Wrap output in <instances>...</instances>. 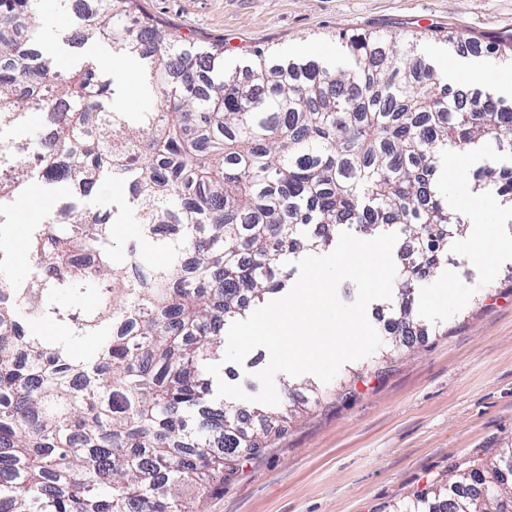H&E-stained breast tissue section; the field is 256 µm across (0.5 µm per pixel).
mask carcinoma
<instances>
[{
  "label": "carcinoma",
  "instance_id": "carcinoma-1",
  "mask_svg": "<svg viewBox=\"0 0 512 512\" xmlns=\"http://www.w3.org/2000/svg\"><path fill=\"white\" fill-rule=\"evenodd\" d=\"M35 2L0 0V131L33 110L52 131L0 138V230L32 185L51 201L30 229L29 278L7 279L14 262L0 249V512H195L184 488L206 493L269 437L208 402L217 328L243 315L244 297L261 303L284 287L288 243L315 251L334 242L330 226L371 236L402 224L417 253L395 277L400 332L378 360L403 350L417 325L408 295L464 233L448 189L426 173L450 151L512 156V102L486 91L480 118L463 111L416 37L357 33L334 62L258 51L237 67L222 44L188 46L160 29L140 0H90L76 39L138 58L158 101L118 112L99 63L61 72L32 48ZM452 41L512 64V42ZM105 181L131 186L123 212L60 221L81 213L71 197ZM486 188L512 201V183L492 175ZM120 215L137 233L116 260ZM196 414L229 425L222 448L189 425ZM295 414L283 400L276 433ZM507 509L512 444L392 506Z\"/></svg>",
  "mask_w": 512,
  "mask_h": 512
}]
</instances>
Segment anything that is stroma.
<instances>
[{
  "instance_id": "1",
  "label": "stroma",
  "mask_w": 512,
  "mask_h": 512,
  "mask_svg": "<svg viewBox=\"0 0 512 512\" xmlns=\"http://www.w3.org/2000/svg\"><path fill=\"white\" fill-rule=\"evenodd\" d=\"M142 7L188 43L223 45L231 63L259 50L333 59L345 32L414 35L449 89L469 85V71L479 68L487 84L512 96L491 54L462 57L444 40L462 32L512 41V0H142ZM37 23L38 46L60 70L83 57V47L60 43L78 23L73 10L60 18L38 9ZM486 165L469 153L461 169L438 168L448 205L463 220L471 215L462 202L473 198ZM485 220L499 244L494 259L449 247L411 295L425 332L385 368L370 355L313 392L300 378L276 376L279 396L299 402V413L285 435L215 481L199 512H390L452 467L512 440V208L488 202ZM439 288L454 300L430 307Z\"/></svg>"
}]
</instances>
